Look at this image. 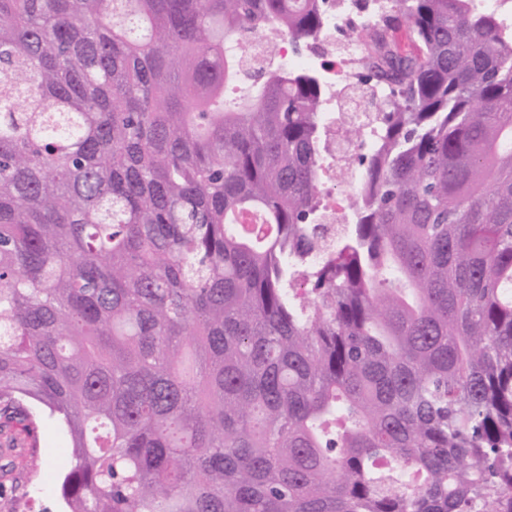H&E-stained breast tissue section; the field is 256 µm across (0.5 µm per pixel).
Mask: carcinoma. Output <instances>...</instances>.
<instances>
[{"mask_svg": "<svg viewBox=\"0 0 512 512\" xmlns=\"http://www.w3.org/2000/svg\"><path fill=\"white\" fill-rule=\"evenodd\" d=\"M391 2L327 251L319 78L224 98L326 0H0V419L67 512H512V33ZM271 34L255 36L244 44L237 45L239 65L246 76H253L269 63V42ZM323 184V191L321 194V210L325 215V219L323 224H326L328 227L332 229V234L330 237V244L335 247L336 246V226L342 224L343 222V214H344V205L336 204V201L333 200L332 197L335 196L333 192H331L328 188Z\"/></svg>", "mask_w": 512, "mask_h": 512, "instance_id": "1", "label": "carcinoma"}]
</instances>
